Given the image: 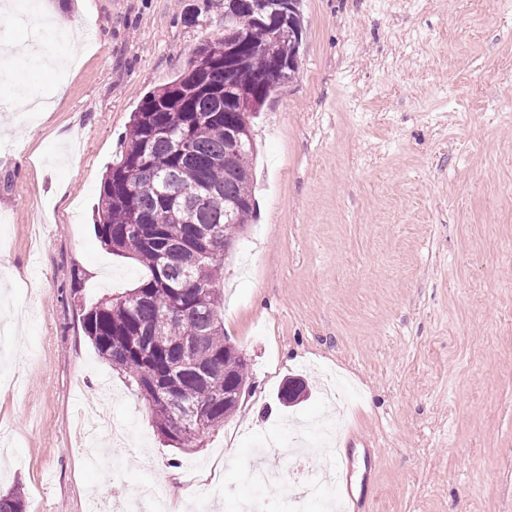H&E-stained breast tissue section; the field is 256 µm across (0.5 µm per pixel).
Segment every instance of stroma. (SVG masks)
I'll list each match as a JSON object with an SVG mask.
<instances>
[{
    "label": "stroma",
    "mask_w": 512,
    "mask_h": 512,
    "mask_svg": "<svg viewBox=\"0 0 512 512\" xmlns=\"http://www.w3.org/2000/svg\"><path fill=\"white\" fill-rule=\"evenodd\" d=\"M89 52L64 90L6 70L44 112L0 110V494L89 512L112 477L165 503L257 464L353 460L364 512H512V0H302L298 72L255 121L258 202L224 260V335L248 390L202 447L158 434L83 308L147 270L94 231L130 115L205 41L224 0H39ZM302 377L306 397L278 399ZM372 440L344 449L347 431Z\"/></svg>",
    "instance_id": "obj_1"
}]
</instances>
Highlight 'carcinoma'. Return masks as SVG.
Segmentation results:
<instances>
[{"instance_id": "1", "label": "carcinoma", "mask_w": 512, "mask_h": 512, "mask_svg": "<svg viewBox=\"0 0 512 512\" xmlns=\"http://www.w3.org/2000/svg\"><path fill=\"white\" fill-rule=\"evenodd\" d=\"M300 0H288L293 26L264 48L245 47L231 70L216 59L187 69L147 95L133 113L119 155L106 170L97 205L95 233L113 253L148 269L139 285L107 297L82 312L85 336L98 355L122 371L145 399L154 383L172 399L203 403L197 435L182 436L159 410L154 423L162 439L178 450L198 447L204 433L224 424L236 410L220 395L226 385H242L246 362L224 339V243L252 219L256 203L250 161L256 145L245 140L230 152V133L241 121L230 89H247L260 109L280 80L279 60L288 75L299 68L303 42ZM242 0H224V19L247 42L257 28ZM215 189L220 200L203 193ZM238 205L232 221L224 202ZM210 254L196 251L202 233ZM0 512H23L18 492L0 496Z\"/></svg>"}]
</instances>
